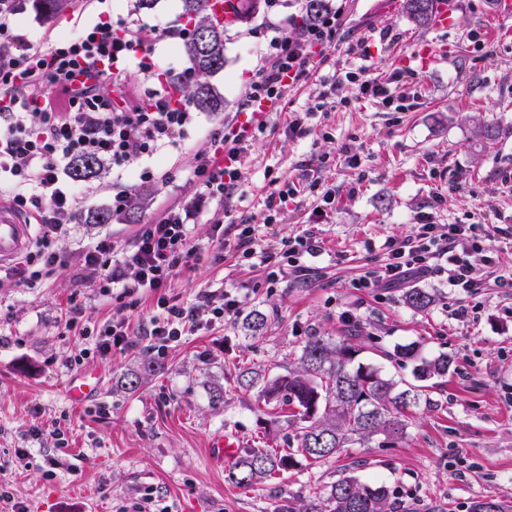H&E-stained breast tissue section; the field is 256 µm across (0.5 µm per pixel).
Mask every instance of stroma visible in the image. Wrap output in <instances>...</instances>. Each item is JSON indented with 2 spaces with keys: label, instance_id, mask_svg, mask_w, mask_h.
I'll use <instances>...</instances> for the list:
<instances>
[{
  "label": "stroma",
  "instance_id": "1",
  "mask_svg": "<svg viewBox=\"0 0 512 512\" xmlns=\"http://www.w3.org/2000/svg\"><path fill=\"white\" fill-rule=\"evenodd\" d=\"M332 4L343 8V25L328 60L314 65L320 74L357 65L351 49L362 40L383 82L415 68L417 47L440 50L442 64L418 70L403 111L358 98L346 83L334 90L335 110L313 114L312 91L302 87L291 93L289 111L269 113L266 129L255 135L242 159L238 194L196 198L186 182L196 153L209 148L225 123L246 120L240 104L268 19L260 13L230 27L226 63L210 79L224 98L223 111L198 112L180 146L141 160V167L168 173L170 182L161 193L143 189L146 204L137 221L123 213L108 224L84 223V215L111 207L118 191L137 182L135 172L103 169L82 184L81 218L61 243L65 268L32 288L0 280V476L29 512H132L146 496L155 512H186L190 504L198 512H269L272 498L312 494L348 467L361 479L384 483L418 512L431 504L469 512L482 498L512 502V32L499 31L496 0H461L445 30L409 21L403 0ZM181 15V0H158L141 11L134 0H85L79 14L67 9L49 20L27 7L16 24L29 39L45 41L101 16L177 25ZM293 109L308 114L305 138L286 132ZM486 127L488 139L481 134ZM344 144L357 167L341 159ZM309 171L318 179L312 189L303 185ZM272 176L300 187L274 225L273 239L312 230L323 241L321 253L308 261L310 274L274 288L259 269L220 253L211 241L215 224L229 230L258 223ZM327 193L333 204H324ZM166 202L190 206L199 251L176 269L165 295L189 306L226 285L239 288L243 305L240 315L184 337L161 355L149 337L153 298L119 301L102 293L83 267V250L101 235L117 250L132 248L139 226ZM422 212L438 224L485 225L493 251L471 257L483 283L477 291L449 287L440 277L419 281L434 303L418 312L405 303L404 287L361 288L357 282L384 263L386 240L414 236ZM75 304L82 313L70 331L64 321ZM120 307L134 346L99 356L94 337L79 330L103 327ZM254 309L270 321L261 335L249 337L243 315ZM352 328L367 345L360 361L398 378H410L411 370L386 359L396 346L414 342L424 356L448 355L453 368L432 389V406L408 409L404 435H378L367 447L313 465L300 461L252 490L228 482L224 467L209 458L215 434L237 431L248 448H284L295 435L254 393L236 389L232 374L243 365L287 366L310 333L341 336ZM79 348L87 351L79 370L102 380L100 395L81 408L66 397L75 371L63 365ZM147 361L159 373L128 390L127 374ZM216 386L224 390L218 404L211 401ZM34 427L40 437L30 436ZM57 427L67 435V448L56 444Z\"/></svg>",
  "mask_w": 512,
  "mask_h": 512
}]
</instances>
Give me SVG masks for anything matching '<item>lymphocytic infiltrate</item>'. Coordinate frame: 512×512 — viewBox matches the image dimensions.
<instances>
[{
	"label": "lymphocytic infiltrate",
	"mask_w": 512,
	"mask_h": 512,
	"mask_svg": "<svg viewBox=\"0 0 512 512\" xmlns=\"http://www.w3.org/2000/svg\"><path fill=\"white\" fill-rule=\"evenodd\" d=\"M23 9L22 0H0V198L39 228L8 270L9 276L31 285L63 267L59 245L68 237L81 203L79 187L64 178L72 161L92 158L129 170L141 158L179 145L196 115L185 98L173 94L192 81L191 70L159 64L154 55L158 42L185 39L187 28L107 20L35 43L14 23ZM342 25L341 11L331 10L294 35H269L244 107L262 113L287 102L290 91L311 79L312 59L325 56ZM356 50L361 65L340 72L337 83L353 84L358 97L402 109L404 84L381 83L368 63L365 44H357ZM131 64L146 84L145 91L134 96L123 79ZM78 71L95 73L97 82L74 86ZM265 127L262 120L251 127L231 123L213 136L188 178L200 197L220 199L233 193L251 133ZM296 193V185L270 179L260 223L237 228L239 260L262 267L271 285L291 273L305 274L306 260L322 249L312 231L277 246L265 239V229L276 224ZM189 220L185 206L170 205L153 223L141 225L130 250L117 252L103 238L84 251V266L97 276L102 292L114 291L122 298L156 294L150 336L161 354L189 331L223 323L241 307L233 287L207 291L192 306L161 295L176 268L197 251ZM416 227L410 241L384 242V264L363 277L361 287L386 288L414 277L437 276L453 288H480L470 256L489 251L487 231L475 224H437L427 213L418 216Z\"/></svg>",
	"instance_id": "lymphocytic-infiltrate-1"
}]
</instances>
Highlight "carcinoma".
Wrapping results in <instances>:
<instances>
[{
	"label": "carcinoma",
	"mask_w": 512,
	"mask_h": 512,
	"mask_svg": "<svg viewBox=\"0 0 512 512\" xmlns=\"http://www.w3.org/2000/svg\"><path fill=\"white\" fill-rule=\"evenodd\" d=\"M438 0H405L409 19L420 27L429 25ZM183 15L193 22L184 50L195 72V82L186 87L192 103L203 111H224V99L213 90L209 78L224 69V37L227 27L211 20V0H182ZM331 9V0H304L307 21L316 22ZM207 36L206 48L196 44L197 34ZM99 162L78 159L70 167L77 180L98 174ZM405 303L418 312L430 308V293L413 288ZM267 314L251 311L243 328L251 337L265 328ZM363 346L356 331L344 336L307 337L294 364L282 372L270 373L254 367L239 368L234 385L256 391L265 406L276 409L294 406L287 419L294 428L296 447L250 448L227 469L228 480L241 488H254L277 474L298 465V457L314 462L335 456L345 448L364 446L374 436L405 434L406 410L424 402L431 404L428 382L448 375L452 361L446 356L425 359L419 346L400 345L386 353L388 359L413 362V381L395 378L382 368L357 361ZM271 512H406L403 500L384 485L366 483L353 474L343 475L318 492L285 502L274 500ZM469 512H512V505L497 499L472 502Z\"/></svg>",
	"instance_id": "carcinoma-1"
}]
</instances>
